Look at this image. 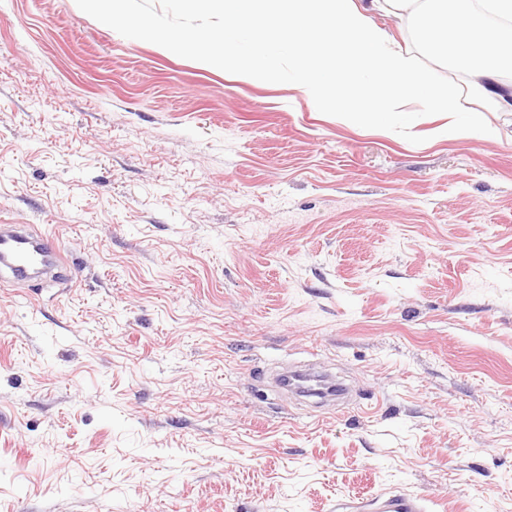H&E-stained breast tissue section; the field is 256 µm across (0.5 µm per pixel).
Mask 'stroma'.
Instances as JSON below:
<instances>
[{
	"instance_id": "1",
	"label": "stroma",
	"mask_w": 512,
	"mask_h": 512,
	"mask_svg": "<svg viewBox=\"0 0 512 512\" xmlns=\"http://www.w3.org/2000/svg\"><path fill=\"white\" fill-rule=\"evenodd\" d=\"M220 8L0 0V512H512V114L357 129L141 36ZM64 257L55 240L35 233L29 224L0 225V264L6 268L13 282H25L30 273L47 274L61 267Z\"/></svg>"
}]
</instances>
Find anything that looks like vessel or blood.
Here are the masks:
<instances>
[{"label": "vessel or blood", "instance_id": "1", "mask_svg": "<svg viewBox=\"0 0 512 512\" xmlns=\"http://www.w3.org/2000/svg\"><path fill=\"white\" fill-rule=\"evenodd\" d=\"M64 261L55 240L26 224L0 225V266L14 282L28 281L31 272L48 273Z\"/></svg>", "mask_w": 512, "mask_h": 512}]
</instances>
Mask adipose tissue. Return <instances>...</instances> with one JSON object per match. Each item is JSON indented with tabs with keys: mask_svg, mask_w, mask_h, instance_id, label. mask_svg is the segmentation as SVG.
Wrapping results in <instances>:
<instances>
[{
	"mask_svg": "<svg viewBox=\"0 0 512 512\" xmlns=\"http://www.w3.org/2000/svg\"><path fill=\"white\" fill-rule=\"evenodd\" d=\"M219 4L224 27L205 36H171L147 17L140 34L173 51L253 82L276 74L271 47L288 53V74L312 107L349 124L404 120L409 104L451 114L440 139L490 141L494 112H512V0H192ZM395 20L396 31L377 16ZM456 73L444 83L439 70ZM478 100L463 109L461 98Z\"/></svg>",
	"mask_w": 512,
	"mask_h": 512,
	"instance_id": "obj_1",
	"label": "adipose tissue"
}]
</instances>
